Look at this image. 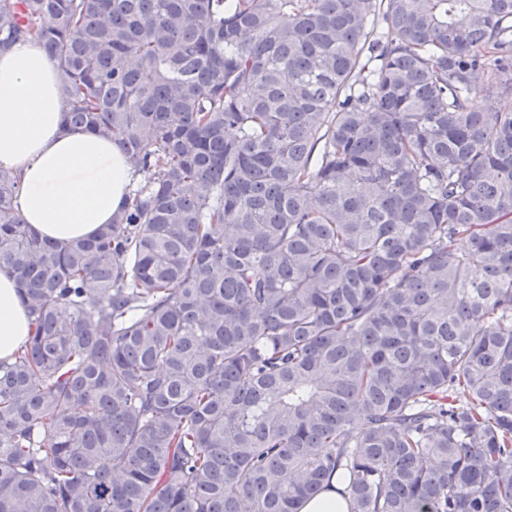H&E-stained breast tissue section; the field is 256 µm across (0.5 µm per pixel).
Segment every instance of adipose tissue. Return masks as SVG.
<instances>
[{
	"mask_svg": "<svg viewBox=\"0 0 512 512\" xmlns=\"http://www.w3.org/2000/svg\"><path fill=\"white\" fill-rule=\"evenodd\" d=\"M60 76L46 48L19 41L0 49V166L19 179V211L43 238L69 242L111 223L133 182L112 140L66 129ZM31 332L14 275L0 269V359Z\"/></svg>",
	"mask_w": 512,
	"mask_h": 512,
	"instance_id": "1",
	"label": "adipose tissue"
}]
</instances>
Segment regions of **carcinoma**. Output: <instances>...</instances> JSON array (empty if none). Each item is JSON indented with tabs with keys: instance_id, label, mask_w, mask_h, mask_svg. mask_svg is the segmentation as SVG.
<instances>
[{
	"instance_id": "carcinoma-1",
	"label": "carcinoma",
	"mask_w": 512,
	"mask_h": 512,
	"mask_svg": "<svg viewBox=\"0 0 512 512\" xmlns=\"http://www.w3.org/2000/svg\"><path fill=\"white\" fill-rule=\"evenodd\" d=\"M25 39L142 179L58 243L0 167V512H512V0H0ZM17 288L14 275L0 269V359L10 358L31 332L30 319ZM300 512H347V505L331 488L305 501Z\"/></svg>"
}]
</instances>
